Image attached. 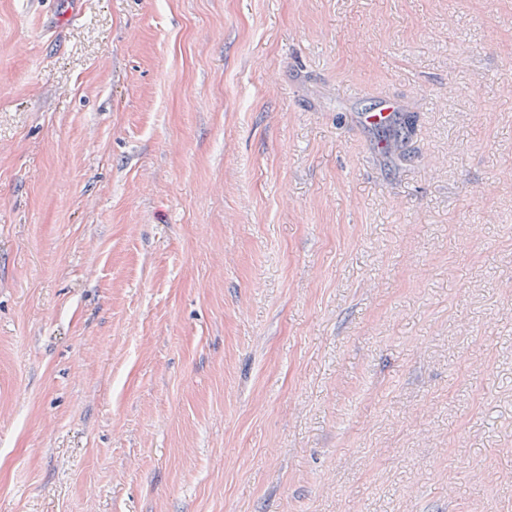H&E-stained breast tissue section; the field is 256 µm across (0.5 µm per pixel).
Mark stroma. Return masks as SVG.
<instances>
[{
    "label": "stroma",
    "instance_id": "1",
    "mask_svg": "<svg viewBox=\"0 0 512 512\" xmlns=\"http://www.w3.org/2000/svg\"><path fill=\"white\" fill-rule=\"evenodd\" d=\"M476 507L512 0H0V512Z\"/></svg>",
    "mask_w": 512,
    "mask_h": 512
}]
</instances>
